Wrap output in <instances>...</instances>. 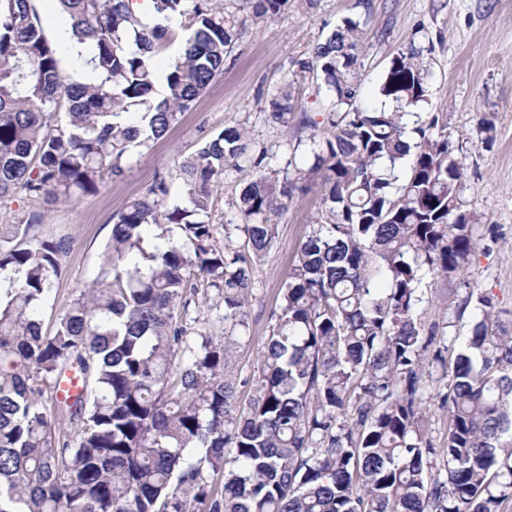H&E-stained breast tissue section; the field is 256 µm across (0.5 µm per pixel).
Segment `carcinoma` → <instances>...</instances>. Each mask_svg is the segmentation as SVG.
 I'll list each match as a JSON object with an SVG mask.
<instances>
[{"label": "carcinoma", "instance_id": "carcinoma-1", "mask_svg": "<svg viewBox=\"0 0 512 512\" xmlns=\"http://www.w3.org/2000/svg\"><path fill=\"white\" fill-rule=\"evenodd\" d=\"M69 19L52 47L34 0H0V201L24 190L48 203L95 192L150 150L224 72L241 23L216 0H55ZM252 16L294 0H246ZM181 51L158 70L160 39ZM360 21L345 17L302 71L330 95L308 166L261 174L233 202L244 242L221 244L211 217L224 168L262 167L248 131L224 127L173 159L116 215L100 270L65 312L41 311L71 241L35 233L43 215L0 224V512H512V313L471 288L468 336L451 348L417 314L427 273L450 277L480 242L463 199L459 148L428 102L414 48L394 54L362 107ZM93 82L64 74L59 53ZM165 81L166 93L155 86ZM267 121L293 115L292 85L266 99ZM322 180L320 222L298 247L258 378L227 375L249 328L254 263L273 244L294 191ZM178 185L181 202H170ZM165 228L149 252L143 231ZM200 295L222 325L191 317ZM446 376L448 434L426 429L423 373ZM81 391L58 398L67 374ZM254 386L246 403L238 384Z\"/></svg>", "mask_w": 512, "mask_h": 512}]
</instances>
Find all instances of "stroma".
<instances>
[{
    "mask_svg": "<svg viewBox=\"0 0 512 512\" xmlns=\"http://www.w3.org/2000/svg\"><path fill=\"white\" fill-rule=\"evenodd\" d=\"M345 15L356 17L364 29L360 57L364 90L378 84L393 53L411 47L422 50L428 69L426 109L439 113L441 124L460 148L469 209L481 217L484 227L494 230L493 236L480 241L463 275L453 280L424 275L421 321L446 318L451 323L447 337L468 335L470 314L440 309L452 288L490 290L503 308L512 310V0H318L309 11L295 7L281 17L247 20L224 59L223 75L189 111L179 114L150 151L128 159L121 179L51 206L24 192L0 202V224L22 223L43 210L47 217L37 225V233L72 242L66 274L52 287L44 319L65 310L79 289L95 278L114 216L143 196L173 158L193 153L204 136L233 124L246 128L256 150L265 152L263 168L271 174L296 153L299 141L308 140L314 127L325 125L329 95L312 73L301 71L300 64L311 59L314 46ZM287 83L294 86L297 118L285 126L268 124L265 100ZM485 115L494 123L488 136L479 128ZM301 116L311 119V126H300ZM253 176L250 165L227 167L213 206L214 223L233 225L232 241L237 246L243 235L236 229L239 219L232 202ZM321 195L320 183H313L310 190L294 193L287 209L275 218L276 240L257 263L251 284L252 322L230 368L237 379L252 378L260 368L270 314L280 301L299 245L319 218Z\"/></svg>",
    "mask_w": 512,
    "mask_h": 512,
    "instance_id": "obj_1",
    "label": "stroma"
}]
</instances>
